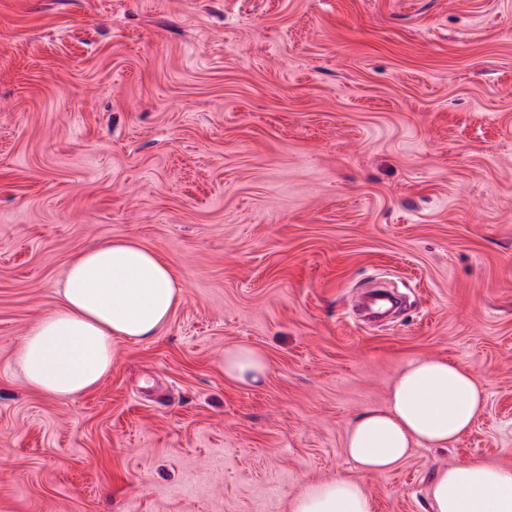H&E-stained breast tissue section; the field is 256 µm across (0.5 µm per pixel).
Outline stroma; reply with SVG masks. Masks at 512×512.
Here are the masks:
<instances>
[{
	"label": "stroma",
	"mask_w": 512,
	"mask_h": 512,
	"mask_svg": "<svg viewBox=\"0 0 512 512\" xmlns=\"http://www.w3.org/2000/svg\"><path fill=\"white\" fill-rule=\"evenodd\" d=\"M113 238L178 277L164 332L78 398L28 388L29 327ZM378 281L383 325L352 310ZM415 359L486 409L364 475L374 512L512 468V0H0V512H290ZM224 375L238 384L252 385L264 378L267 361L262 353L248 346H233L224 350Z\"/></svg>",
	"instance_id": "obj_1"
}]
</instances>
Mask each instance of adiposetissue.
<instances>
[{
  "label": "adipose tissue",
  "instance_id": "obj_1",
  "mask_svg": "<svg viewBox=\"0 0 512 512\" xmlns=\"http://www.w3.org/2000/svg\"><path fill=\"white\" fill-rule=\"evenodd\" d=\"M182 298L175 273L160 254L115 238L69 262L60 302L29 328L16 354L27 385L71 400L99 386L112 369V342L159 336ZM225 376L252 385L267 361L248 346L224 351ZM485 394L473 372L445 360L416 359L394 381L387 404L347 428L344 452L356 476L315 481L291 512H373L360 474L396 467L411 448H441L474 424ZM434 512H512V469L467 459L437 471L430 485Z\"/></svg>",
  "mask_w": 512,
  "mask_h": 512
}]
</instances>
